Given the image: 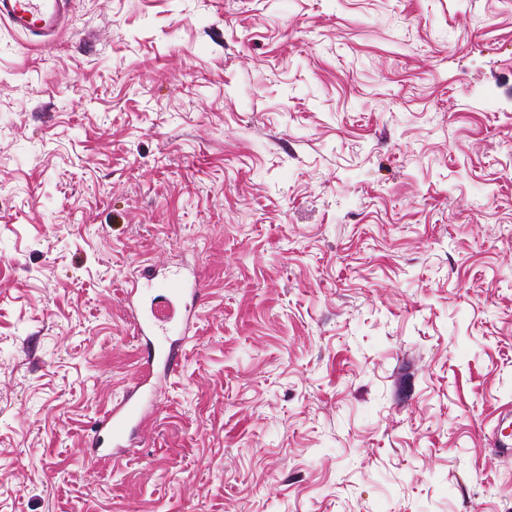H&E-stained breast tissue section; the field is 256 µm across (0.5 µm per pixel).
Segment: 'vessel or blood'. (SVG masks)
<instances>
[{
    "mask_svg": "<svg viewBox=\"0 0 512 512\" xmlns=\"http://www.w3.org/2000/svg\"><path fill=\"white\" fill-rule=\"evenodd\" d=\"M68 5L69 0H0V19L15 31L41 40L67 26ZM161 286L167 304L163 314L145 310L138 285L126 291V303L142 341V362L134 382L96 423L88 446L98 460L120 459L144 437L159 395L156 380L175 372L181 363L203 289L199 283L184 280H165Z\"/></svg>",
    "mask_w": 512,
    "mask_h": 512,
    "instance_id": "vessel-or-blood-1",
    "label": "vessel or blood"
}]
</instances>
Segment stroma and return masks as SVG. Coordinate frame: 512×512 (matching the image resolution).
<instances>
[{"instance_id":"stroma-1","label":"stroma","mask_w":512,"mask_h":512,"mask_svg":"<svg viewBox=\"0 0 512 512\" xmlns=\"http://www.w3.org/2000/svg\"><path fill=\"white\" fill-rule=\"evenodd\" d=\"M206 290L143 444L123 293ZM512 0L0 21V512H512Z\"/></svg>"}]
</instances>
